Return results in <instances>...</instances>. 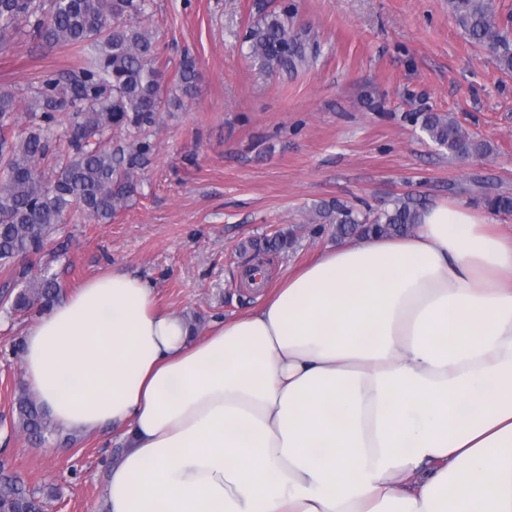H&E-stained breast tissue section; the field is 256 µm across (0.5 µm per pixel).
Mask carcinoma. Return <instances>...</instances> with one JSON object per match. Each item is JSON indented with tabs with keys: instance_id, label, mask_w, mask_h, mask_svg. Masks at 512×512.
<instances>
[{
	"instance_id": "cac0c4a2",
	"label": "carcinoma",
	"mask_w": 512,
	"mask_h": 512,
	"mask_svg": "<svg viewBox=\"0 0 512 512\" xmlns=\"http://www.w3.org/2000/svg\"><path fill=\"white\" fill-rule=\"evenodd\" d=\"M149 0H0V41L20 26L47 49L85 48L94 61L68 78L48 75L40 81L30 111L35 122L21 133L13 131L15 98L0 93V268L11 269L23 258L47 248L56 227L67 218L88 217L108 223L129 206L137 193L138 175L152 152L147 131L159 112L180 106L181 99L165 95L158 66L157 44L141 25ZM465 34L494 52L492 61L512 72V41L499 28L492 0H448ZM252 63L269 72H292L313 62L317 43L310 32L288 24V8L271 13L249 28L245 36ZM199 78L193 59L181 64L178 84L188 95ZM68 123L60 135L58 114ZM422 129L454 156H485L491 145L465 131L447 114L422 115ZM114 129L125 141L104 140ZM485 206L512 214V194L490 192ZM422 206L397 198L381 212H363L338 202L312 207V224H330L336 238L358 235H403L414 230ZM296 243L293 231L266 243L280 252ZM25 287L3 302L13 314H42L61 295L56 275L47 268L19 271ZM19 427L38 445L57 430L37 398L19 388L15 402ZM55 491L29 490L15 477H0V512H44Z\"/></svg>"
}]
</instances>
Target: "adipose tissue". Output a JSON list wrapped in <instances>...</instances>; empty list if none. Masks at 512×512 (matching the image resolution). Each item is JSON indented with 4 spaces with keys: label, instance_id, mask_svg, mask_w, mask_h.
Segmentation results:
<instances>
[{
    "label": "adipose tissue",
    "instance_id": "1",
    "mask_svg": "<svg viewBox=\"0 0 512 512\" xmlns=\"http://www.w3.org/2000/svg\"><path fill=\"white\" fill-rule=\"evenodd\" d=\"M23 343L53 424L122 432L104 512H512V234L465 204L202 333L111 270Z\"/></svg>",
    "mask_w": 512,
    "mask_h": 512
}]
</instances>
